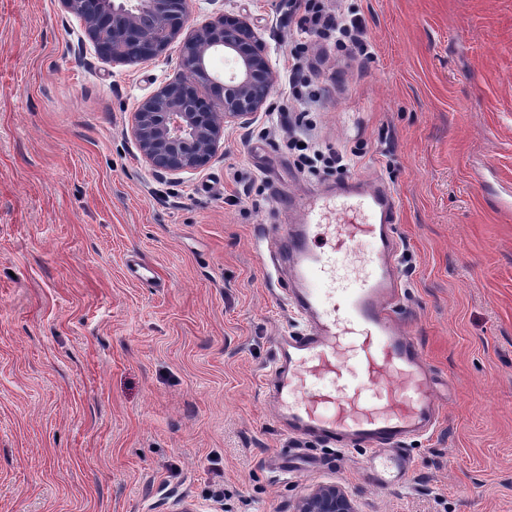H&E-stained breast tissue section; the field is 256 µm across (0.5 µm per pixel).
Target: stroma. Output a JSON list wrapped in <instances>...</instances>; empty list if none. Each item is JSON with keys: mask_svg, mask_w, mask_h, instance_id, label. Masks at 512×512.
Listing matches in <instances>:
<instances>
[{"mask_svg": "<svg viewBox=\"0 0 512 512\" xmlns=\"http://www.w3.org/2000/svg\"><path fill=\"white\" fill-rule=\"evenodd\" d=\"M290 2L191 20L246 18L277 71L304 44L312 134L356 153L345 173L301 169L262 113L205 168L154 172L133 114L181 41L115 63L60 0H0V512H294L325 484L359 512H512V0H329L367 59L300 35ZM347 180L399 203L398 318L443 395L387 488L371 449L285 432L264 385L305 326L269 259L290 202Z\"/></svg>", "mask_w": 512, "mask_h": 512, "instance_id": "35a3bbf8", "label": "stroma"}]
</instances>
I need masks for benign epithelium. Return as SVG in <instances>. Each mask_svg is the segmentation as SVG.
<instances>
[{
  "label": "benign epithelium",
  "instance_id": "benign-epithelium-1",
  "mask_svg": "<svg viewBox=\"0 0 512 512\" xmlns=\"http://www.w3.org/2000/svg\"><path fill=\"white\" fill-rule=\"evenodd\" d=\"M192 0H61L79 17L100 53L123 64L152 59L174 40L183 41L184 75L160 85L134 112L131 133L156 172L177 174L209 164L228 122H247L266 111L277 82L265 42L248 23L217 17L185 27ZM224 53L230 75L212 68ZM294 512H358L337 485H320Z\"/></svg>",
  "mask_w": 512,
  "mask_h": 512
}]
</instances>
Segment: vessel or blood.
I'll return each instance as SVG.
<instances>
[{
	"mask_svg": "<svg viewBox=\"0 0 512 512\" xmlns=\"http://www.w3.org/2000/svg\"><path fill=\"white\" fill-rule=\"evenodd\" d=\"M301 209L277 261L291 268L308 329L278 340L267 376L275 413L289 433L371 449L388 487L406 467L403 444L432 431L439 410L422 347L394 312L398 205L388 190L358 182ZM329 223L324 248L317 230Z\"/></svg>",
	"mask_w": 512,
	"mask_h": 512,
	"instance_id": "vessel-or-blood-1",
	"label": "vessel or blood"
}]
</instances>
